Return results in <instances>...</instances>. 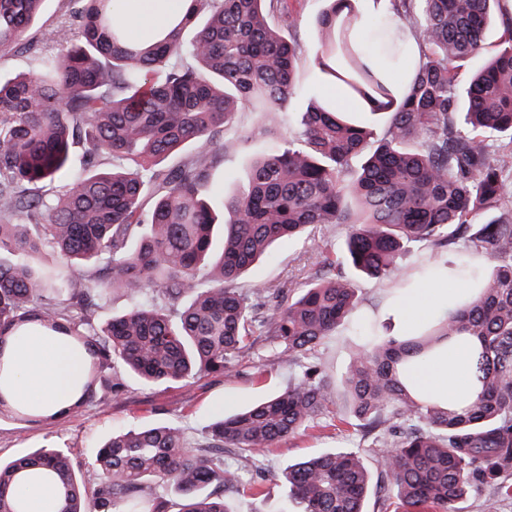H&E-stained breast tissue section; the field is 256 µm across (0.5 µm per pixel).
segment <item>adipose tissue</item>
<instances>
[{
    "mask_svg": "<svg viewBox=\"0 0 512 512\" xmlns=\"http://www.w3.org/2000/svg\"><path fill=\"white\" fill-rule=\"evenodd\" d=\"M119 18L129 36L137 41L156 38L170 22L182 17L188 0H120ZM470 277L449 279L443 288H416L398 297L389 310L397 337L421 332L448 307L451 297L466 293ZM15 383L10 398L30 409H61L75 397V384L83 364L67 345L33 330L6 347ZM409 383L422 398H437L449 403H464L472 392L468 367V346L459 338L451 346L417 365Z\"/></svg>",
    "mask_w": 512,
    "mask_h": 512,
    "instance_id": "obj_1",
    "label": "adipose tissue"
}]
</instances>
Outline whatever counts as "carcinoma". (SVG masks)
Segmentation results:
<instances>
[{"mask_svg": "<svg viewBox=\"0 0 512 512\" xmlns=\"http://www.w3.org/2000/svg\"><path fill=\"white\" fill-rule=\"evenodd\" d=\"M45 0H0V58L35 26ZM313 58L322 76L386 115L378 136L357 117L315 102L295 135L252 162L221 211L205 198L224 159V131L259 113L276 135L306 44L270 24L286 0H190L159 37L131 41L113 19L117 0H62L78 39L44 48L32 67L0 80V345L30 328L85 359L77 412L132 375L175 387L236 371L257 340L294 362L357 309L356 288L333 262L296 296L242 275L272 246L318 224L348 227L345 250L360 277L382 280L399 256L437 278L443 248L460 240V267L477 292L407 340L374 334L342 382L356 419L380 431L378 467L402 512H457L475 484L512 485V0H388L407 28L379 46L353 34V0H327ZM499 21V42L487 33ZM490 53L468 75L448 62ZM83 168L70 167L74 146ZM62 257L47 266L46 251ZM128 297L98 323L101 302ZM469 341L478 384L460 409L417 397L405 372L445 341ZM0 418H43L5 397ZM330 382L311 366L277 395L217 415L189 442L158 422L112 434L97 450L88 492L67 448L0 461V512H26L15 486L45 477L55 512H230L225 493L264 495L266 476L224 464V451L265 454L324 411ZM296 512H365L371 474L353 452L285 468Z\"/></svg>", "mask_w": 512, "mask_h": 512, "instance_id": "carcinoma-1", "label": "carcinoma"}]
</instances>
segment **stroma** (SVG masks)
<instances>
[{
  "label": "stroma",
  "mask_w": 512,
  "mask_h": 512,
  "mask_svg": "<svg viewBox=\"0 0 512 512\" xmlns=\"http://www.w3.org/2000/svg\"><path fill=\"white\" fill-rule=\"evenodd\" d=\"M61 0H46L36 28L8 56L0 59V77L9 78L29 68L41 46V31L56 28L60 21ZM297 93L292 97L280 122V136H287L296 127L299 112L316 100L327 97L319 80L311 54H304L296 72ZM260 115L244 114L238 123L226 130L229 147L223 162L212 173V200L234 193L242 184L248 168L262 147L258 142ZM347 229L336 224L318 225L307 237L279 244L272 255L257 264L241 280V287L266 282L288 288H300L310 273L323 264L324 256L344 258ZM358 309L340 325L334 336L308 355L293 363L274 360L264 341H257L248 350L238 370L223 378L204 377L182 387L146 388L134 377H127V390L120 398L102 397L90 407L53 419L22 424L9 418L0 419V459L8 461L45 445L70 449L82 466L88 488H95L97 474L93 465L97 448L112 432L149 426L157 420L179 424L187 437L201 439L217 410L233 413L238 408L261 400L288 386L305 367L316 363L334 381L331 401L314 428L280 441L269 453L255 458L225 454L232 466L252 472L271 474L266 486L267 496L258 502L233 493L229 500L236 512H277L287 489L276 475L288 464L306 457L338 451L361 453L369 469H376L378 442L375 434L361 426L350 412L347 391L338 380L371 329L385 330L383 317L396 298L392 282L378 284L356 279Z\"/></svg>",
  "instance_id": "obj_1"
}]
</instances>
